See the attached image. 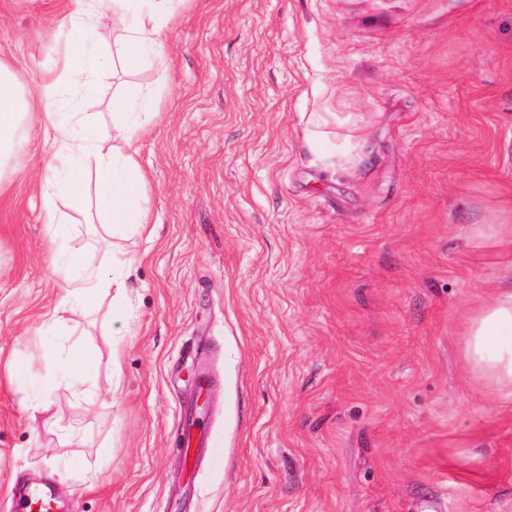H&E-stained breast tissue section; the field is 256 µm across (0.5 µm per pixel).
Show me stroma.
Returning a JSON list of instances; mask_svg holds the SVG:
<instances>
[{"mask_svg":"<svg viewBox=\"0 0 512 512\" xmlns=\"http://www.w3.org/2000/svg\"><path fill=\"white\" fill-rule=\"evenodd\" d=\"M61 7L0 0L27 89ZM131 80L165 93L139 142L130 333L104 304L67 314L53 343L101 369L78 401L33 362L45 411L12 377L63 295L36 122L0 182V512L35 484L63 512H169L177 479L191 512H512V393L473 376L463 336L512 281V0H182L164 61L85 95L101 136ZM200 374L210 452L189 471Z\"/></svg>","mask_w":512,"mask_h":512,"instance_id":"1","label":"stroma"}]
</instances>
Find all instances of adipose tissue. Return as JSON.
<instances>
[{
	"label": "adipose tissue",
	"instance_id": "obj_1",
	"mask_svg": "<svg viewBox=\"0 0 512 512\" xmlns=\"http://www.w3.org/2000/svg\"><path fill=\"white\" fill-rule=\"evenodd\" d=\"M180 3L156 0L143 7L133 0H65L58 15V29L66 37L60 71L43 78L34 93L23 87L14 67L0 61V177L19 148L24 119L36 117L44 139L40 189L51 243L66 237L71 212L89 202L103 239L117 243L150 223L148 177L138 160L137 142L159 112L163 89L126 90L129 109L119 115L122 135L115 146L91 133L90 118L81 112L79 100L87 86L111 74L112 62L99 53L94 39L104 9L123 18L115 63L132 76L149 58L163 57ZM133 266L117 246L107 271L99 265L96 250L69 253L65 263L54 268L64 292L62 307L92 309L106 298L109 319L125 323ZM465 336L472 372L489 388L512 390V284L497 288L490 301L471 312ZM33 356L51 365L56 386L76 398L84 396L87 379L100 365L94 354L73 347L38 348Z\"/></svg>",
	"mask_w": 512,
	"mask_h": 512
}]
</instances>
